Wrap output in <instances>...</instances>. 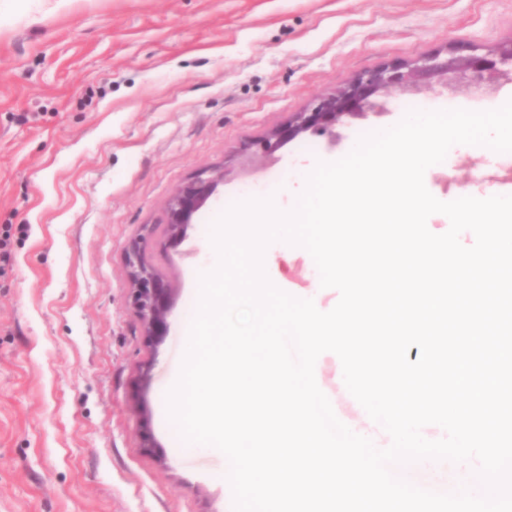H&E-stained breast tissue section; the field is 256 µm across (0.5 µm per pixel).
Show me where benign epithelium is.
I'll return each instance as SVG.
<instances>
[{
    "label": "benign epithelium",
    "mask_w": 512,
    "mask_h": 512,
    "mask_svg": "<svg viewBox=\"0 0 512 512\" xmlns=\"http://www.w3.org/2000/svg\"><path fill=\"white\" fill-rule=\"evenodd\" d=\"M512 63V45L503 49L499 60L486 57L458 56L452 53L426 56L413 65L392 64L358 75L342 89L329 93L302 112L294 113L288 121L270 129L249 148L269 162L276 161V152L288 141L310 133L336 139V127L348 118L379 113L383 104L377 97L392 92H421L434 89L439 78L452 77L456 86L492 92L508 74L497 62ZM224 182V171L203 169L184 187L178 189L167 204L165 224L167 240L179 243L186 237L193 215L212 197L217 186ZM133 239L126 251L129 279V302L141 321L145 335L157 345L165 336L168 314L176 288L171 281L148 264L143 256V241L151 234Z\"/></svg>",
    "instance_id": "7a95c632"
}]
</instances>
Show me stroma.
Returning <instances> with one entry per match:
<instances>
[{
  "label": "stroma",
  "instance_id": "35a3bbf8",
  "mask_svg": "<svg viewBox=\"0 0 512 512\" xmlns=\"http://www.w3.org/2000/svg\"><path fill=\"white\" fill-rule=\"evenodd\" d=\"M511 42L512 0H0V512H226L220 458L186 448L160 417L200 276L217 262L213 222L251 198L287 204L307 166L403 112L489 110L512 82L491 97L384 96L385 112L346 120L333 141L304 134L271 164L247 163V145L360 73ZM215 166L223 184L170 245L169 198ZM424 180L444 202L473 185L512 188V155L454 147ZM145 224L156 228L147 259L176 288L156 346L129 304L124 263ZM266 255L276 287L315 296L324 312L337 304L306 249L275 242ZM317 363L337 417L386 448L339 383V357Z\"/></svg>",
  "mask_w": 512,
  "mask_h": 512
}]
</instances>
